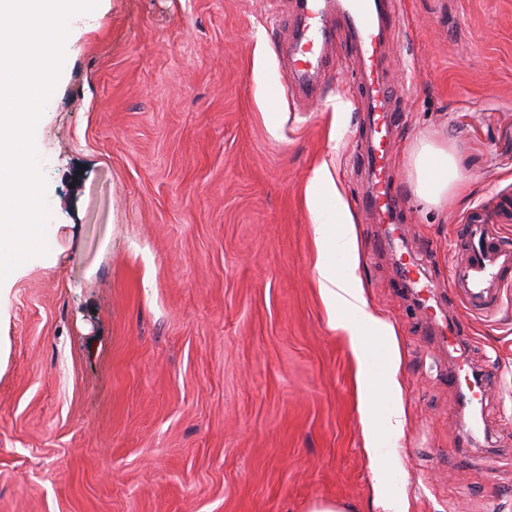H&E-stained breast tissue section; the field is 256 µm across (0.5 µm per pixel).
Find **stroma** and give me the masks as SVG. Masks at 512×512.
Wrapping results in <instances>:
<instances>
[{"mask_svg":"<svg viewBox=\"0 0 512 512\" xmlns=\"http://www.w3.org/2000/svg\"><path fill=\"white\" fill-rule=\"evenodd\" d=\"M295 0H106L41 116L47 253L0 289V512H381L356 362L318 293L305 187L333 159L356 270L401 345L408 423L392 490L410 512H512V291L473 317L479 429L396 254L362 210L366 119L337 36L311 106L286 90ZM406 85L389 165L404 248L438 315L459 227L512 198V0H400L383 60ZM279 98L276 127L255 95ZM350 109L334 119L336 101ZM466 189L423 203L418 139Z\"/></svg>","mask_w":512,"mask_h":512,"instance_id":"1","label":"stroma"}]
</instances>
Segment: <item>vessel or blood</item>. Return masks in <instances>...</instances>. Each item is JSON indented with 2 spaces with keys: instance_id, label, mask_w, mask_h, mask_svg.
<instances>
[{
  "instance_id": "1",
  "label": "vessel or blood",
  "mask_w": 512,
  "mask_h": 512,
  "mask_svg": "<svg viewBox=\"0 0 512 512\" xmlns=\"http://www.w3.org/2000/svg\"><path fill=\"white\" fill-rule=\"evenodd\" d=\"M301 19L289 45L291 78L299 93L317 97L321 89L313 79L321 71L326 48L335 36V23H343L355 45L356 83L362 91L361 103L368 114L370 148L366 167L370 189L363 206L396 233V216L403 195L392 177L388 157L389 136L393 126V100L402 94V86L388 81L382 66V46L386 30L395 18V0H296ZM463 256L449 268V286L467 316L490 315L503 302V284L512 277V245L502 241L492 215L476 216L461 227ZM400 277L417 296L431 290L418 262L400 264ZM468 325L464 320L443 326L440 345L460 350ZM450 383L460 389L464 404L481 401L483 386L475 376L454 371Z\"/></svg>"
}]
</instances>
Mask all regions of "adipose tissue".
I'll list each match as a JSON object with an SVG mask.
<instances>
[{
    "label": "adipose tissue",
    "instance_id": "1",
    "mask_svg": "<svg viewBox=\"0 0 512 512\" xmlns=\"http://www.w3.org/2000/svg\"><path fill=\"white\" fill-rule=\"evenodd\" d=\"M409 176L418 196L438 206L447 201L459 179L447 147L422 140L412 149ZM314 224L319 294L332 328L345 333L356 360L366 454L379 462L397 446L407 423L400 379L401 353L392 324L373 310L355 270L359 233L333 165H317L305 189Z\"/></svg>",
    "mask_w": 512,
    "mask_h": 512
}]
</instances>
